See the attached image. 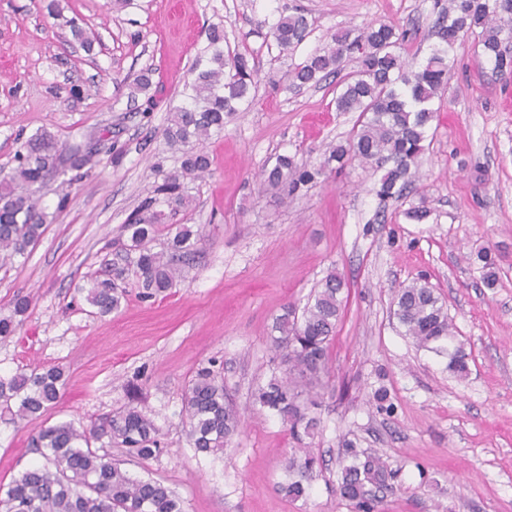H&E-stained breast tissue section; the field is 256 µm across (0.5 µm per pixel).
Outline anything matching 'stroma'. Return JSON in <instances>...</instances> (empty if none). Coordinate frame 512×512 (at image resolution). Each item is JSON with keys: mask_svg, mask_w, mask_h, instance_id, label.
<instances>
[{"mask_svg": "<svg viewBox=\"0 0 512 512\" xmlns=\"http://www.w3.org/2000/svg\"><path fill=\"white\" fill-rule=\"evenodd\" d=\"M0 0V170L9 171L37 130L58 142L108 133L89 176L39 193L46 231L26 257L0 267V316L30 296L21 331L0 339V372L59 366L64 396L37 419L0 421V483L41 458V427L82 428L134 404L161 429L149 460L109 447L135 477L170 487L183 512H354L336 493L344 441L391 471L379 512H512V79L484 63L477 37L457 44L447 88L420 157V178L399 199L380 198V172L359 161L296 194L260 192L258 176L278 155L319 166L346 143L356 113L335 109L336 81L290 87L294 63L336 30L366 22L399 26L404 54L423 62L437 41L435 0ZM303 9L312 33L293 54L264 36L283 7ZM78 18L93 51L73 40ZM230 49L251 51L259 81L202 149L209 174L186 180L193 200L172 224L200 227L201 253L174 288L145 302L136 285L118 311L90 314L78 289L111 262L127 216L183 151L163 137L169 111L211 25ZM152 85L136 93L142 69ZM65 207H58L60 196ZM422 209L425 220L408 218ZM497 256L498 282L484 288L478 251ZM350 294L329 348V384L309 446L316 459L307 498L278 494L297 446L289 427L253 404L271 375L270 331L284 307L303 309L329 273ZM428 283L444 302L469 355V375L417 349L393 318L396 288ZM223 378L246 410L223 456L195 454L182 424L184 393L199 368Z\"/></svg>", "mask_w": 512, "mask_h": 512, "instance_id": "35a3bbf8", "label": "stroma"}]
</instances>
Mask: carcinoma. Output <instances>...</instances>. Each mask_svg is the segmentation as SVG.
<instances>
[{
  "instance_id": "obj_1",
  "label": "carcinoma",
  "mask_w": 512,
  "mask_h": 512,
  "mask_svg": "<svg viewBox=\"0 0 512 512\" xmlns=\"http://www.w3.org/2000/svg\"><path fill=\"white\" fill-rule=\"evenodd\" d=\"M444 24L439 42L425 62L416 65L398 49L403 35L386 23L366 22L357 35L336 32L332 45L317 51L292 67L289 79L301 88L317 85L330 76L338 77L334 103L338 112L358 113L348 145L330 148L317 168L300 165L288 155L276 157L272 168L261 175V191L277 194L283 189L298 192L326 173L332 163L343 168L356 158L384 170L377 195L399 197L414 181L415 164L423 150L427 130L435 118L433 99L448 82V59L464 36L480 38L485 60L494 71L512 77V54L503 48L512 28V0H449L442 9ZM310 24L298 8L283 11L265 35L266 45L282 54H292L307 39ZM224 29H208L207 44L192 65V78L184 83L186 103L172 109L164 136L168 142L187 148L179 170L162 175L150 196L131 213L123 231L128 234L122 256L87 278L81 289L85 300L100 316L121 306L126 285L135 282L141 298L150 300L174 287L186 265L198 252L200 228L193 224L167 225L166 240L154 250L157 225L167 214L187 211L192 200L185 194L184 180L209 171V156L197 145L249 101L257 83L258 70L252 53L224 52ZM355 62L352 71L341 74L343 63ZM98 151L83 142L59 146L49 131L29 136L18 151L16 166L0 174V265L24 256L42 235L46 213L36 208L33 195L47 177L62 173L63 183L72 185L85 178ZM481 279L492 288L498 281L491 253L477 255ZM344 283L334 273L314 289L302 315L287 307L272 326V347L286 368L261 386L255 400L268 413L289 425L297 443L314 437L319 420L309 414L300 397L322 385L329 375L328 347L336 335L344 306ZM31 301L15 299L13 313L0 317V338L20 332ZM393 316L413 343L428 351L448 355V370L468 374V354L453 334L440 297L426 283L413 282L395 291ZM65 386L59 367L35 366L12 374H0V418L14 422L38 418L60 401ZM184 422L190 444L205 456L224 454V447L239 431L240 411L227 399L224 383L208 368H201L185 393ZM117 444L148 460L161 452V433L155 421L135 406H125L89 429L71 423L44 427L31 439L32 447L45 463L37 465L7 488L0 487V512H183L173 491L154 478H134L96 443ZM303 456L286 464L288 479L277 485L290 499L308 496L315 463L306 448ZM338 495L354 504L356 512H376L372 489L388 486L392 474L380 458L361 456L348 444Z\"/></svg>"
}]
</instances>
